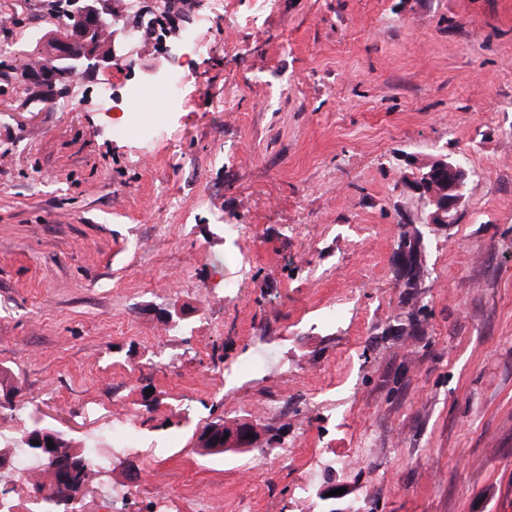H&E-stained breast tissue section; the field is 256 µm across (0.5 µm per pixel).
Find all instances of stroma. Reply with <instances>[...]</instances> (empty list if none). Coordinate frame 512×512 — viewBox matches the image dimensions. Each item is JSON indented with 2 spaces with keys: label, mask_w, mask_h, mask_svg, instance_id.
I'll use <instances>...</instances> for the list:
<instances>
[{
  "label": "stroma",
  "mask_w": 512,
  "mask_h": 512,
  "mask_svg": "<svg viewBox=\"0 0 512 512\" xmlns=\"http://www.w3.org/2000/svg\"><path fill=\"white\" fill-rule=\"evenodd\" d=\"M256 4L113 21L60 94L11 65L65 17L0 0L6 385L109 460L78 512H512V0ZM182 68L119 133L104 91ZM440 155L465 196L425 226ZM220 419L257 446L198 453ZM188 78V73L180 71L177 74H173L162 87L142 86L131 88L128 91V97H135L140 100H150L154 98L172 99L179 95ZM466 179L465 169L448 161L446 155L419 170L412 186L428 201L430 209L425 224L456 222Z\"/></svg>",
  "instance_id": "35a3bbf8"
}]
</instances>
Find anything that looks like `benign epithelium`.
<instances>
[{
  "instance_id": "obj_1",
  "label": "benign epithelium",
  "mask_w": 512,
  "mask_h": 512,
  "mask_svg": "<svg viewBox=\"0 0 512 512\" xmlns=\"http://www.w3.org/2000/svg\"><path fill=\"white\" fill-rule=\"evenodd\" d=\"M83 25L67 37L50 42L44 65L49 71L37 76L43 80L51 76L64 77L66 83L76 82L87 72L88 62L95 61V69L110 70L116 61L114 47L103 51L98 47L101 36L113 39L112 25L102 24L108 10L106 0H83ZM467 173L464 168L441 155L421 168L412 181L413 188L425 197L429 205L428 224H453L463 200Z\"/></svg>"
}]
</instances>
